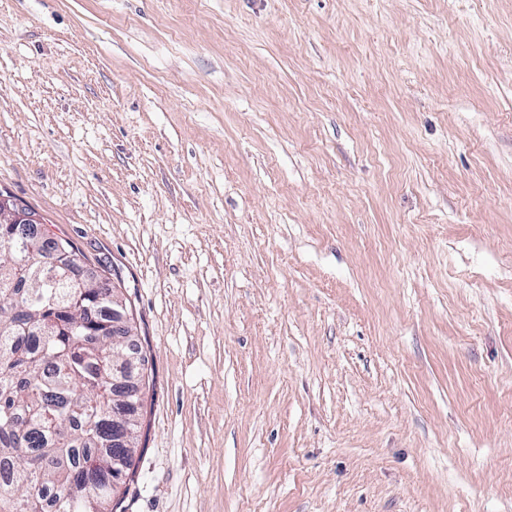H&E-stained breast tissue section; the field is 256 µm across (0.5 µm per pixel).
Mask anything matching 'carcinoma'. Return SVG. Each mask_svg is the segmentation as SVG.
<instances>
[{"mask_svg":"<svg viewBox=\"0 0 512 512\" xmlns=\"http://www.w3.org/2000/svg\"><path fill=\"white\" fill-rule=\"evenodd\" d=\"M40 258L35 237L0 239V512H122L135 463L112 443V282L76 298Z\"/></svg>","mask_w":512,"mask_h":512,"instance_id":"1","label":"carcinoma"}]
</instances>
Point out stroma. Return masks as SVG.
Instances as JSON below:
<instances>
[{
  "instance_id": "stroma-1",
  "label": "stroma",
  "mask_w": 512,
  "mask_h": 512,
  "mask_svg": "<svg viewBox=\"0 0 512 512\" xmlns=\"http://www.w3.org/2000/svg\"><path fill=\"white\" fill-rule=\"evenodd\" d=\"M0 190L131 303L125 512H512V0H0ZM124 367L127 368L129 374L119 380V384L121 385L119 388V395L132 410L129 416L134 420H138L140 414L138 407L141 391L139 374L141 373L142 366L141 364L136 363L135 355H129L124 357ZM136 368H139L138 374L135 373Z\"/></svg>"
}]
</instances>
